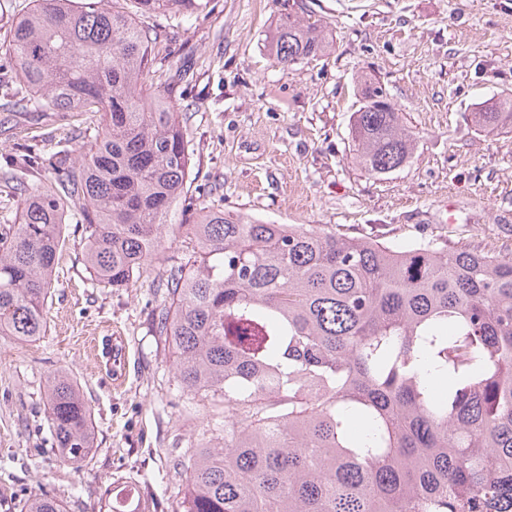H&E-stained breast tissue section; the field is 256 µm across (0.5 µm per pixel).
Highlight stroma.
Returning a JSON list of instances; mask_svg holds the SVG:
<instances>
[{
    "instance_id": "35a3bbf8",
    "label": "stroma",
    "mask_w": 512,
    "mask_h": 512,
    "mask_svg": "<svg viewBox=\"0 0 512 512\" xmlns=\"http://www.w3.org/2000/svg\"><path fill=\"white\" fill-rule=\"evenodd\" d=\"M286 13L321 27L323 56L287 67L270 55L266 39ZM138 23L168 35L161 69L193 151L184 223L206 208L512 256V131L481 132L470 120L481 102L512 95V0H211L196 17ZM365 75L417 136L412 158L382 176L361 168L349 135ZM99 120L0 109V224L18 211L1 174L21 146L48 157L64 139L94 135ZM86 248L67 213L44 335L0 336V512L45 494L65 512H114L125 494L141 512H180L175 459L217 439L224 405L177 384L154 333L164 300L157 269L104 288L85 266ZM90 329L104 351L124 339L122 387L86 350ZM60 371L92 412L95 444L75 463L58 452L47 417L46 385Z\"/></svg>"
}]
</instances>
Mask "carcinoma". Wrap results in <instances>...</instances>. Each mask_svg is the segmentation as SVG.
I'll use <instances>...</instances> for the list:
<instances>
[{
	"mask_svg": "<svg viewBox=\"0 0 512 512\" xmlns=\"http://www.w3.org/2000/svg\"><path fill=\"white\" fill-rule=\"evenodd\" d=\"M33 0L12 29L7 94L16 112H100L25 165L18 223L0 226V335H44L64 214L80 213L90 273L127 286L162 253V231L197 251L165 258L154 317L180 388L224 401L223 441L178 459L182 512H512V257L426 243L387 246L303 224L201 210L175 223L192 152L168 91L149 93L161 33L134 14H203L211 0ZM323 31L291 13L268 49L290 66L322 55ZM479 131L512 129V96L477 112ZM371 175L413 155L414 134L378 83L350 118ZM61 455L94 447L91 409L64 373L46 390ZM24 512H64L52 497Z\"/></svg>",
	"mask_w": 512,
	"mask_h": 512,
	"instance_id": "cac0c4a2",
	"label": "carcinoma"
}]
</instances>
